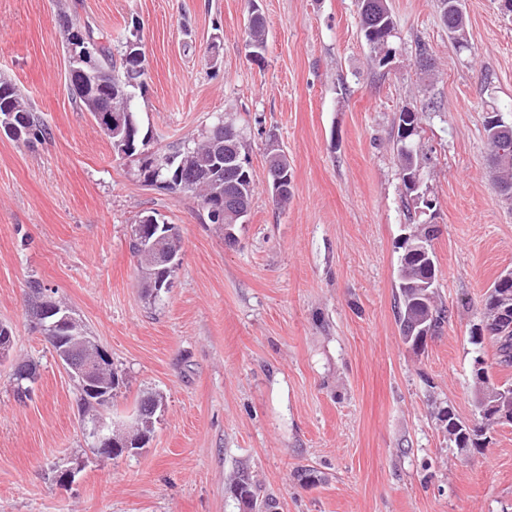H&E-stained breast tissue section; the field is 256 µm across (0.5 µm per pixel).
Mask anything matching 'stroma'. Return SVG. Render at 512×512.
I'll return each instance as SVG.
<instances>
[{
  "label": "stroma",
  "mask_w": 512,
  "mask_h": 512,
  "mask_svg": "<svg viewBox=\"0 0 512 512\" xmlns=\"http://www.w3.org/2000/svg\"><path fill=\"white\" fill-rule=\"evenodd\" d=\"M395 33L372 60L357 0H259L267 41L249 56L248 0H0V79L46 129L0 134V512H243L247 472L277 512H512V425L486 447L450 445L437 418L473 420V360L489 285L512 270V202L490 174L486 113L512 115V15L462 0L457 49L437 0H389ZM120 55L139 28L134 103L153 151L201 137L216 117L243 133L257 189L224 233L197 199L144 183L135 161L69 94L64 19ZM426 105L424 178L407 193L393 151L402 108ZM288 157L292 197L276 206L268 139ZM435 207L423 211V200ZM178 225L181 264L157 302L128 250L142 215ZM435 224L438 302L451 313L421 351L396 322L399 244ZM70 308L123 383L111 415L135 423L163 397L137 455L99 459L75 382L30 311L33 285ZM37 366L18 398L12 364ZM320 471L300 484L302 468ZM75 471L73 482L56 478Z\"/></svg>",
  "instance_id": "1"
}]
</instances>
